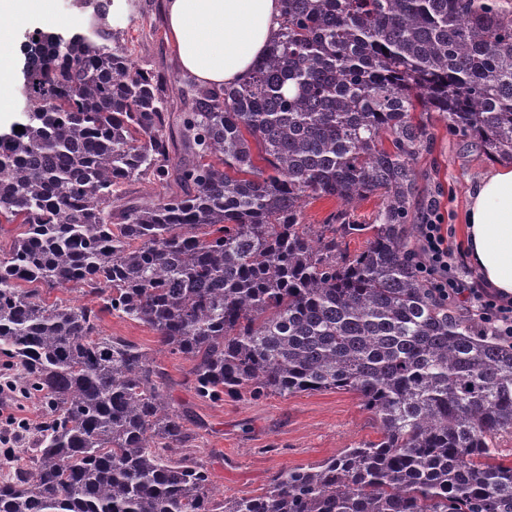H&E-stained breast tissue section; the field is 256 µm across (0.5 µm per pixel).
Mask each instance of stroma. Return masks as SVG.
Instances as JSON below:
<instances>
[{
    "instance_id": "35a3bbf8",
    "label": "stroma",
    "mask_w": 512,
    "mask_h": 512,
    "mask_svg": "<svg viewBox=\"0 0 512 512\" xmlns=\"http://www.w3.org/2000/svg\"><path fill=\"white\" fill-rule=\"evenodd\" d=\"M114 25L128 39L137 67L164 73L180 89L191 83V75L176 65L160 0H120ZM151 25L156 34L144 36V28ZM492 166L465 138L449 134L443 122L435 123L428 149L417 164L419 207L436 206L450 243H465L468 194ZM102 327L105 334L135 342L156 355L175 408L187 413L193 436L189 451L207 465L218 494L261 493L280 469L315 464L378 437L376 422L357 396L343 390L215 402L197 399L183 382L189 362L158 354L152 330L113 315L104 318Z\"/></svg>"
}]
</instances>
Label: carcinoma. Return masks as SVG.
I'll return each instance as SVG.
<instances>
[{
    "mask_svg": "<svg viewBox=\"0 0 512 512\" xmlns=\"http://www.w3.org/2000/svg\"><path fill=\"white\" fill-rule=\"evenodd\" d=\"M282 2L249 79L191 83L179 114L113 0L88 33L23 45L25 106L0 133V223L23 226L0 253V356L45 418L0 512H512V339L436 295L411 247L434 120L512 162V0ZM139 178L156 199L128 198ZM320 198L341 209L306 223ZM106 315L190 362L199 398L346 390L380 437L219 500L156 358Z\"/></svg>",
    "mask_w": 512,
    "mask_h": 512,
    "instance_id": "cac0c4a2",
    "label": "carcinoma"
}]
</instances>
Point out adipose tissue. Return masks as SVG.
I'll return each mask as SVG.
<instances>
[{"mask_svg": "<svg viewBox=\"0 0 512 512\" xmlns=\"http://www.w3.org/2000/svg\"><path fill=\"white\" fill-rule=\"evenodd\" d=\"M162 8L180 70L219 88L249 77L278 27L281 0H163ZM465 223L483 284L512 297V164L473 186Z\"/></svg>", "mask_w": 512, "mask_h": 512, "instance_id": "ef3b65f1", "label": "adipose tissue"}]
</instances>
